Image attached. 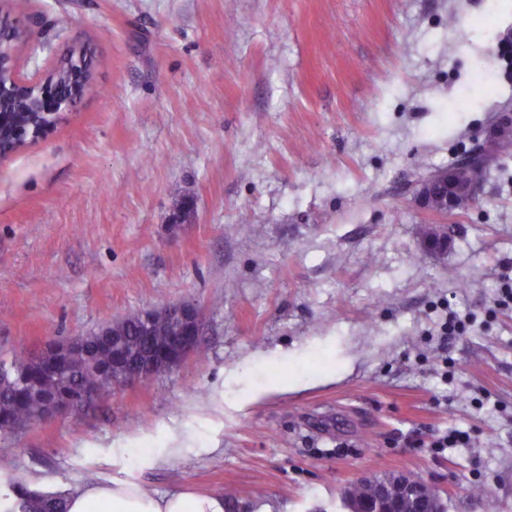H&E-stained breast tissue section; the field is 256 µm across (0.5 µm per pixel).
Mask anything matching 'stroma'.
I'll return each instance as SVG.
<instances>
[{"label":"stroma","mask_w":512,"mask_h":512,"mask_svg":"<svg viewBox=\"0 0 512 512\" xmlns=\"http://www.w3.org/2000/svg\"><path fill=\"white\" fill-rule=\"evenodd\" d=\"M12 18L25 73L78 42L95 85L0 158V356L182 302L202 332L173 371L0 434V482L346 512L361 477L407 473L446 512H512V150L473 207L414 200L512 113V0H27ZM428 224L447 251H425ZM452 311L472 324L444 346ZM455 426L467 448L435 452Z\"/></svg>","instance_id":"stroma-1"}]
</instances>
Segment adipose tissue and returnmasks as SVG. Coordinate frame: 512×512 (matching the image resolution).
Listing matches in <instances>:
<instances>
[{"label": "adipose tissue", "instance_id": "obj_1", "mask_svg": "<svg viewBox=\"0 0 512 512\" xmlns=\"http://www.w3.org/2000/svg\"><path fill=\"white\" fill-rule=\"evenodd\" d=\"M66 512H226L222 496L191 491L158 494L122 477L76 488L65 497Z\"/></svg>", "mask_w": 512, "mask_h": 512}]
</instances>
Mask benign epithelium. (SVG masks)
<instances>
[{
  "label": "benign epithelium",
  "mask_w": 512,
  "mask_h": 512,
  "mask_svg": "<svg viewBox=\"0 0 512 512\" xmlns=\"http://www.w3.org/2000/svg\"><path fill=\"white\" fill-rule=\"evenodd\" d=\"M20 44V32L9 20V16L0 12V77L8 73L11 83L30 91L29 96L21 99L6 93L4 86L0 84V129L3 128L4 117L16 102L23 100L28 103V119L12 123L8 127V138H0V145L6 142L13 150L23 146L29 138L47 136L54 128L60 112L82 99L80 95L65 96L58 93L57 89L49 86L46 74L30 77L21 72L20 61L15 57ZM83 55L84 48L75 47L63 56L64 65L82 83L85 82L86 70ZM511 141L512 115L505 113L481 148L467 153L453 167L434 172L419 184L416 191L419 202L427 210L436 213L446 214L469 209L479 198L483 180L465 176L464 168L469 163L489 165L490 150L498 148L503 142ZM424 245L433 252L447 251V226L431 225L424 238ZM167 311L172 319L182 325V334L177 338L175 346L171 349H157L150 353L148 359L140 362L127 360L122 354H116L112 358V368L124 370L122 385L150 379L154 376L151 367L155 363L172 370L198 348L201 336V317L198 309L191 303H182L167 307ZM80 344L79 336L52 344L36 357V360L44 361L51 358L58 362L70 349ZM73 408L75 402L69 395L57 394L46 400L39 419L62 415ZM364 482L373 488V492L364 498L347 492L349 512H405V504L412 506L410 512L444 510L443 497L437 487L415 480L405 473L368 477Z\"/></svg>",
  "instance_id": "benign-epithelium-1"
}]
</instances>
